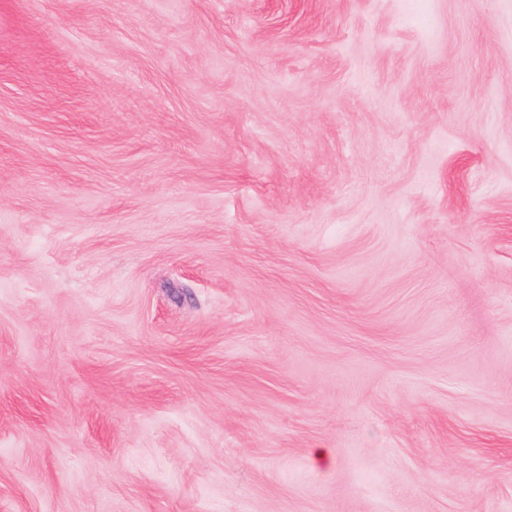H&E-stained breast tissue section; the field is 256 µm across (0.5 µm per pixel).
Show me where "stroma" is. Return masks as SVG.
Masks as SVG:
<instances>
[{
  "mask_svg": "<svg viewBox=\"0 0 512 512\" xmlns=\"http://www.w3.org/2000/svg\"><path fill=\"white\" fill-rule=\"evenodd\" d=\"M0 512H512V0H0Z\"/></svg>",
  "mask_w": 512,
  "mask_h": 512,
  "instance_id": "35a3bbf8",
  "label": "stroma"
}]
</instances>
